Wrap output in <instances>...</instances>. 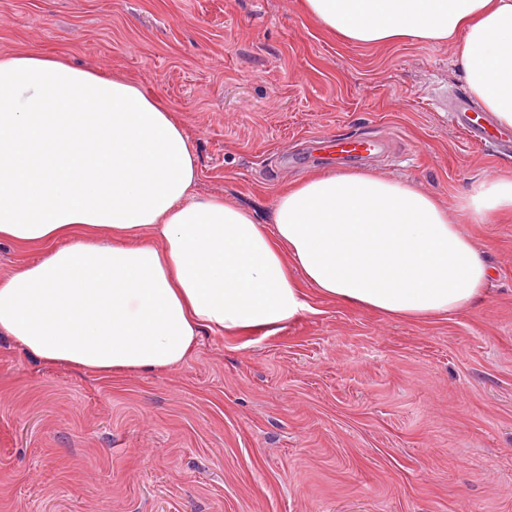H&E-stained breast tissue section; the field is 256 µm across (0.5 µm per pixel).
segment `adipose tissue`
Wrapping results in <instances>:
<instances>
[{
  "label": "adipose tissue",
  "mask_w": 512,
  "mask_h": 512,
  "mask_svg": "<svg viewBox=\"0 0 512 512\" xmlns=\"http://www.w3.org/2000/svg\"><path fill=\"white\" fill-rule=\"evenodd\" d=\"M299 8L350 44L455 42L469 92L512 128V0ZM198 176L183 126L138 83L37 50L0 56V241L44 250L0 276V335L48 364L119 375L183 363L206 331L275 333L311 311L313 293L443 319L481 301L495 275L414 183L322 171L278 192L265 225L197 196ZM463 213L512 216V180L485 178Z\"/></svg>",
  "instance_id": "adipose-tissue-1"
}]
</instances>
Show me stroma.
<instances>
[{"label": "stroma", "mask_w": 512, "mask_h": 512, "mask_svg": "<svg viewBox=\"0 0 512 512\" xmlns=\"http://www.w3.org/2000/svg\"><path fill=\"white\" fill-rule=\"evenodd\" d=\"M29 49L140 84L185 128L197 194L262 220L320 169L416 182L454 219L512 177L435 106L467 90L454 43L347 44L297 0H0V55ZM350 136L379 152L313 147ZM466 231L495 276L447 319L315 297L117 378L0 337V512H512V222Z\"/></svg>", "instance_id": "35a3bbf8"}]
</instances>
